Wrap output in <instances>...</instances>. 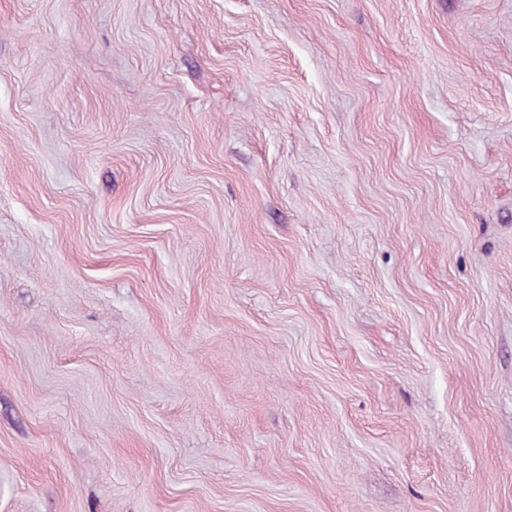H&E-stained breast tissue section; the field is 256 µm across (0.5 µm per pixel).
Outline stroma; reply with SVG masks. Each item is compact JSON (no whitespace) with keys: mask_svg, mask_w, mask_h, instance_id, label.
I'll use <instances>...</instances> for the list:
<instances>
[{"mask_svg":"<svg viewBox=\"0 0 512 512\" xmlns=\"http://www.w3.org/2000/svg\"><path fill=\"white\" fill-rule=\"evenodd\" d=\"M0 512H512V0H0Z\"/></svg>","mask_w":512,"mask_h":512,"instance_id":"obj_1","label":"stroma"}]
</instances>
